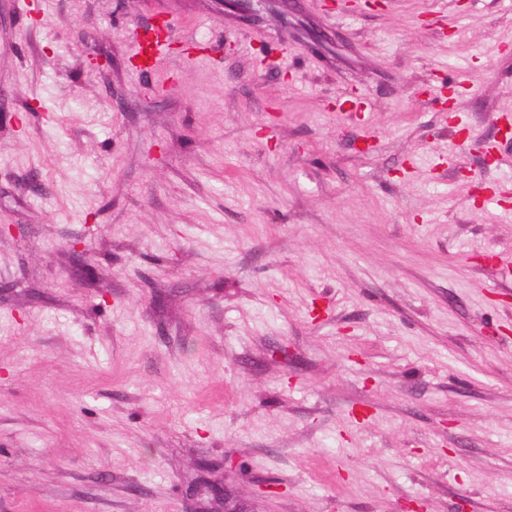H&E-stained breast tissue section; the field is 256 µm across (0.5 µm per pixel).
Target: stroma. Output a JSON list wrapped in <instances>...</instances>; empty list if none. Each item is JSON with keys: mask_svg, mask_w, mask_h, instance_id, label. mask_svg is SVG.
Wrapping results in <instances>:
<instances>
[{"mask_svg": "<svg viewBox=\"0 0 512 512\" xmlns=\"http://www.w3.org/2000/svg\"><path fill=\"white\" fill-rule=\"evenodd\" d=\"M384 5L0 0V512H512V8ZM223 469V478L216 479L213 478V473L216 471L218 467ZM198 470L200 472V477L198 482L202 483L207 489L208 493L211 496V500L214 502L224 503V512H248L242 508H230L228 507V495L227 490L224 485V463L223 465L217 466L211 460L206 457L201 458L198 461Z\"/></svg>", "mask_w": 512, "mask_h": 512, "instance_id": "obj_1", "label": "stroma"}]
</instances>
